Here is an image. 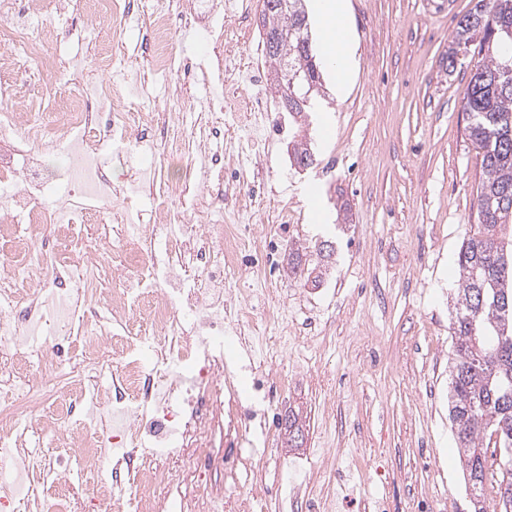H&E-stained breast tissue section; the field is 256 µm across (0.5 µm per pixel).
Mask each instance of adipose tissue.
<instances>
[{"instance_id": "1", "label": "adipose tissue", "mask_w": 512, "mask_h": 512, "mask_svg": "<svg viewBox=\"0 0 512 512\" xmlns=\"http://www.w3.org/2000/svg\"><path fill=\"white\" fill-rule=\"evenodd\" d=\"M345 0H311V11L322 21L326 41L335 43V53L324 54L329 70L336 74L337 86H344L355 73V52L345 24Z\"/></svg>"}]
</instances>
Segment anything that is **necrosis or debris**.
<instances>
[{
  "label": "necrosis or debris",
  "instance_id": "obj_1",
  "mask_svg": "<svg viewBox=\"0 0 512 512\" xmlns=\"http://www.w3.org/2000/svg\"><path fill=\"white\" fill-rule=\"evenodd\" d=\"M248 0H156L145 48L155 72L172 63L171 18L182 27L209 30L214 22L248 12ZM52 32L28 0H0V72L24 75L29 111L9 105L14 89L0 85V239L15 250L0 264V512H12L19 491L17 471L32 483L28 499L36 512H61L60 499L47 498L46 483L65 485L53 460L31 456L25 446L30 429L50 425L69 447L77 449L92 469L109 462L115 444L130 445L123 457L126 476L100 486V512H156V488L169 481L156 463L158 450L191 448L205 434L224 428V325L240 324L248 308L226 311L225 274L238 269L241 257L275 242L272 233H247L252 217L249 201L237 208L233 224L217 223L196 233L182 225L189 213L207 206L204 188L160 184L154 205L143 211L142 237L131 238L123 216H105L98 204L112 182L100 157L122 160L120 151L136 129L153 123L150 111H120L109 87L97 79L126 64L119 47L95 43L94 71L63 63L44 53ZM58 71L62 96L47 93L42 75ZM265 70L256 65L229 90L252 131L265 130V100L257 94ZM218 125L192 121L187 135L172 143L167 160L193 154L204 159V180L223 179L224 157L211 152ZM68 158L67 166L46 167L49 154ZM180 199L177 208L170 199ZM52 226L54 246L32 252L20 241V225ZM90 224L91 233L77 234ZM112 267H104V254ZM49 267L50 279L35 276ZM135 271L136 285L117 288L115 272ZM63 302L62 323L78 331V348L68 356L38 355L48 386L22 390L24 354L19 339L31 335L45 318V294ZM150 339L151 365L140 358L142 339ZM115 347L121 370L109 395L90 381L103 371L104 347ZM105 401L122 405L125 420L115 429L77 434L72 430L87 405Z\"/></svg>",
  "mask_w": 512,
  "mask_h": 512
}]
</instances>
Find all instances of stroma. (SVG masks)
<instances>
[{"instance_id": "1", "label": "stroma", "mask_w": 512, "mask_h": 512, "mask_svg": "<svg viewBox=\"0 0 512 512\" xmlns=\"http://www.w3.org/2000/svg\"><path fill=\"white\" fill-rule=\"evenodd\" d=\"M475 0H349L348 23L357 41L358 72L341 97L313 101L305 125L286 112L258 158L239 164L250 130L235 123L232 99L220 114L226 130L214 150L241 183L258 187L250 230L281 225L277 265L266 282L271 300L250 296L256 275L243 265L227 287L249 308L244 330L278 344L283 320L296 338L273 368L287 379L280 398L264 399L247 365L250 355L231 341L224 355L233 371L224 397L239 417L270 407V432H244L238 448L235 512H262L255 490L293 501L310 512V491L333 483L339 512H470L448 420V366L452 358L449 299L458 286L455 256L476 222L475 185L481 156L465 136L462 112L470 56L448 62L459 19ZM152 0H133L138 27L105 23L98 41L123 45L133 78L119 87L125 106L153 110V126L132 139L127 166L108 176L124 185L127 167L151 172L172 134L173 118L207 110L211 82L183 72L154 75L145 35ZM184 91L170 102L175 86ZM306 135L317 163L292 165L288 144ZM292 223L279 222L282 210ZM334 245L332 263L316 282L289 274L290 246ZM301 408L306 445L285 448L278 416ZM70 512H94L91 491L111 470H90L70 455Z\"/></svg>"}]
</instances>
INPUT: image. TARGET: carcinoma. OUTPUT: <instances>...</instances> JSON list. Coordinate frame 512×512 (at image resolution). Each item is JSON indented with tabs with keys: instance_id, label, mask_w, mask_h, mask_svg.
I'll return each instance as SVG.
<instances>
[{
	"instance_id": "carcinoma-1",
	"label": "carcinoma",
	"mask_w": 512,
	"mask_h": 512,
	"mask_svg": "<svg viewBox=\"0 0 512 512\" xmlns=\"http://www.w3.org/2000/svg\"><path fill=\"white\" fill-rule=\"evenodd\" d=\"M264 30L285 32L279 50L266 54L271 70L299 73L288 90L299 102L286 111L304 117L324 93L305 0L260 10ZM512 0H476L457 23L448 66L458 52L474 65L463 97L468 140L482 155L476 186L477 223L457 254L459 288L452 298L453 358L448 415L472 512H512ZM290 159L314 164L310 145L292 144ZM283 428L299 448L306 429L300 410Z\"/></svg>"
}]
</instances>
